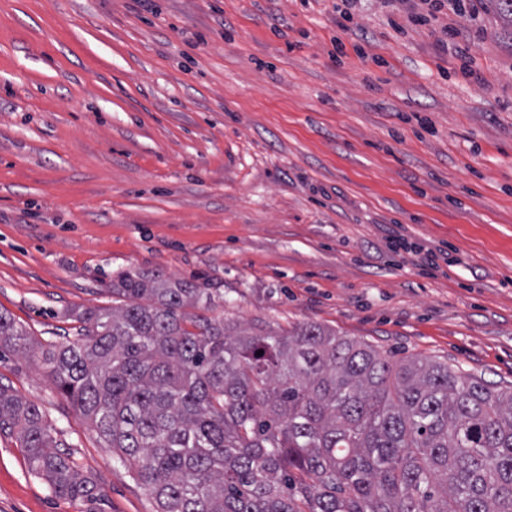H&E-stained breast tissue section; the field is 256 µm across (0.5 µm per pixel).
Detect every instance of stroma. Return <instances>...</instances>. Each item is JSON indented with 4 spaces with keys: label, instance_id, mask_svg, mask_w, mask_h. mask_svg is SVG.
<instances>
[{
    "label": "stroma",
    "instance_id": "obj_1",
    "mask_svg": "<svg viewBox=\"0 0 512 512\" xmlns=\"http://www.w3.org/2000/svg\"><path fill=\"white\" fill-rule=\"evenodd\" d=\"M0 0V311L76 337L131 270L214 316L318 323L512 386V26L493 0ZM436 253V264L420 256ZM38 404L99 496L59 498L0 437V512H156L37 357Z\"/></svg>",
    "mask_w": 512,
    "mask_h": 512
}]
</instances>
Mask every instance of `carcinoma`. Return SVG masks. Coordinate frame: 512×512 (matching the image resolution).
I'll use <instances>...</instances> for the list:
<instances>
[{
    "instance_id": "cac0c4a2",
    "label": "carcinoma",
    "mask_w": 512,
    "mask_h": 512,
    "mask_svg": "<svg viewBox=\"0 0 512 512\" xmlns=\"http://www.w3.org/2000/svg\"><path fill=\"white\" fill-rule=\"evenodd\" d=\"M123 305L49 344L56 390L157 512H512V387L435 360L393 366L315 323L211 317L195 281L122 271ZM27 330L0 312V349ZM263 351L257 355V351ZM0 435L71 502L96 497L38 405L0 384Z\"/></svg>"
}]
</instances>
